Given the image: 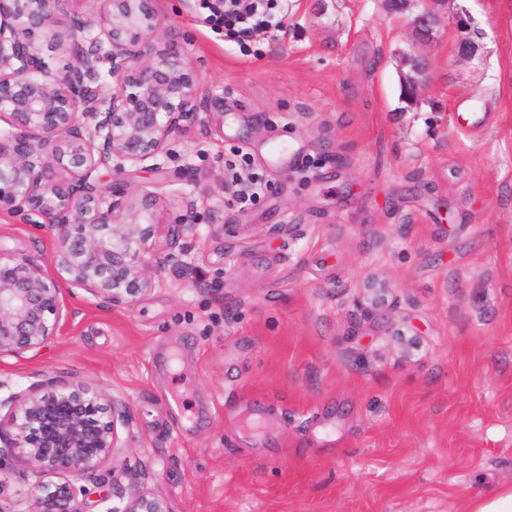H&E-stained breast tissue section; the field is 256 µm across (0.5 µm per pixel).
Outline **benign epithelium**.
I'll use <instances>...</instances> for the list:
<instances>
[{"label":"benign epithelium","mask_w":512,"mask_h":512,"mask_svg":"<svg viewBox=\"0 0 512 512\" xmlns=\"http://www.w3.org/2000/svg\"><path fill=\"white\" fill-rule=\"evenodd\" d=\"M0 0V212L54 236L50 277L40 256L0 250V355L42 347L63 318L65 281L113 307L130 306L183 269L195 240L196 200L170 206L152 192L102 185L101 166L164 174L160 158L203 120L196 75L174 42L153 43L155 0ZM416 43L430 44L445 0H398ZM459 56L474 59L484 31L454 17ZM417 77L404 84L419 99ZM113 93H106L108 83ZM124 403L82 385L51 389L0 415V488L7 459L21 453L53 481L33 485L31 512H83L72 481L112 457ZM112 512H171L138 484L115 492Z\"/></svg>","instance_id":"obj_1"}]
</instances>
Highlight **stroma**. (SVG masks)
Listing matches in <instances>:
<instances>
[{"instance_id":"stroma-1","label":"stroma","mask_w":512,"mask_h":512,"mask_svg":"<svg viewBox=\"0 0 512 512\" xmlns=\"http://www.w3.org/2000/svg\"><path fill=\"white\" fill-rule=\"evenodd\" d=\"M155 7L207 114L165 182L98 175L194 196L188 266L127 308L64 291L57 334L0 356V402L82 384L128 406L119 449L78 481L83 512L134 480L173 512H471L512 486V0H446L422 48L383 0H291L247 54L194 0ZM459 12L486 32L479 58L457 55ZM240 153L263 185L244 209L224 190ZM54 248L0 214L1 250ZM35 480L18 454L0 491L28 512Z\"/></svg>"}]
</instances>
